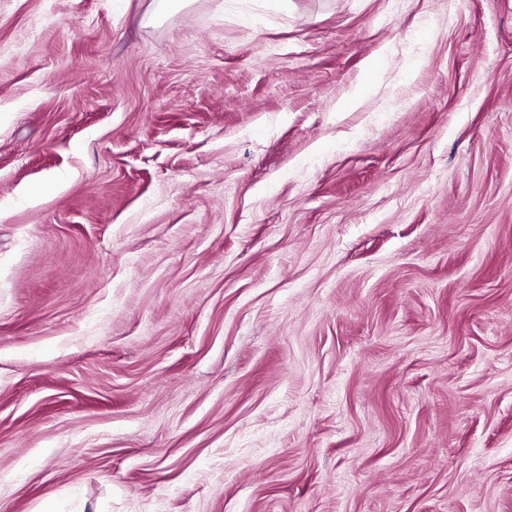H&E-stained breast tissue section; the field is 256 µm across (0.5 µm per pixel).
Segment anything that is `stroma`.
I'll return each instance as SVG.
<instances>
[{"instance_id":"stroma-1","label":"stroma","mask_w":512,"mask_h":512,"mask_svg":"<svg viewBox=\"0 0 512 512\" xmlns=\"http://www.w3.org/2000/svg\"><path fill=\"white\" fill-rule=\"evenodd\" d=\"M49 502L512 512V0H0V512Z\"/></svg>"}]
</instances>
